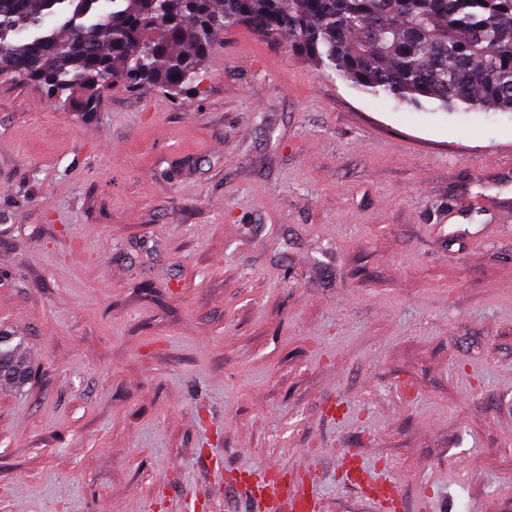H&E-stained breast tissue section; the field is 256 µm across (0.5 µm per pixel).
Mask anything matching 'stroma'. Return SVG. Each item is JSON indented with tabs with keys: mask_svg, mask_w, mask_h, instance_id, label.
I'll return each instance as SVG.
<instances>
[{
	"mask_svg": "<svg viewBox=\"0 0 512 512\" xmlns=\"http://www.w3.org/2000/svg\"><path fill=\"white\" fill-rule=\"evenodd\" d=\"M0 512H167L353 453L512 512V112L381 100L243 27L198 92L0 75ZM334 512H381L330 462ZM14 336L0 335V377L20 386L28 376L26 359Z\"/></svg>",
	"mask_w": 512,
	"mask_h": 512,
	"instance_id": "obj_1",
	"label": "stroma"
}]
</instances>
